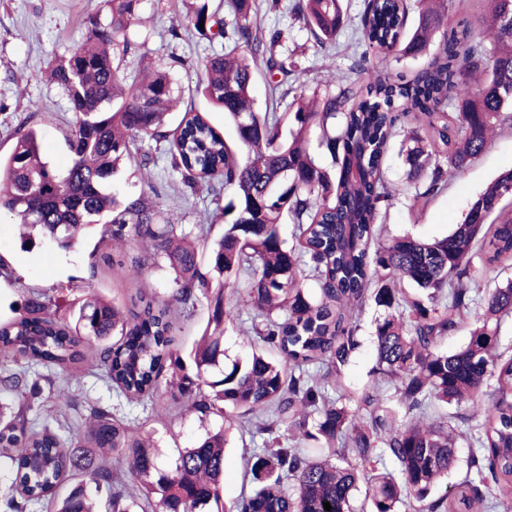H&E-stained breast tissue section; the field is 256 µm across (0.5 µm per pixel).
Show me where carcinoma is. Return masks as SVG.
<instances>
[{"label":"carcinoma","mask_w":512,"mask_h":512,"mask_svg":"<svg viewBox=\"0 0 512 512\" xmlns=\"http://www.w3.org/2000/svg\"><path fill=\"white\" fill-rule=\"evenodd\" d=\"M109 2V24H92L86 43L49 71L75 115L68 139L72 166L56 172L42 156L38 131L28 129L0 159V210L30 231L26 244L37 234L68 250L94 224L113 247L131 237L147 242L164 252L175 289L170 302L141 292L126 310L93 293L69 303L67 316L51 310L50 297L34 293L19 316L0 322V358L18 363L0 373V469L8 481L0 512H29L44 501L54 512H97L92 486L107 489L106 512L146 506L151 512H354L362 478L370 512L403 506L476 512L478 504L512 499V355L499 352L501 321L512 317V278L487 279L491 268L512 262V212H500L501 202L512 199V170L501 173L441 240L403 236L379 243L376 229L382 208L400 192L385 179L382 163L404 118L424 122V136L413 135L403 149L409 177L424 179L418 199L461 175L505 120L512 105V0H484L480 32L463 20L442 26L429 0H416L412 31L406 0H363L357 31L377 64L364 54L351 70L367 75L365 95L357 96L342 76L337 91L312 102L299 96L285 112L279 111L277 83L265 111L251 97L257 61L288 76L271 50L280 33L267 39L253 25L252 0H228L227 19L211 0H199L188 24L197 31L215 28L232 43L229 52L204 57L197 69L205 95L235 125L246 150L241 158L200 112L187 109L171 134L162 130L166 114L182 104L168 73L155 70L122 85L113 51L128 49V30L140 21L138 0ZM294 11L322 45L344 26L341 0H296ZM439 29L436 49L410 79L387 72L390 54L426 51ZM450 105L455 111H448ZM312 134L333 168L310 152ZM167 136L171 166L185 185L217 182L238 192L237 203L224 207V215L235 217L204 258L186 242L182 225L145 194L120 201L108 189L122 166H141L133 141ZM285 214L293 224L290 245L279 233ZM204 263L209 277L201 272ZM242 270L249 273L244 289L225 300V279ZM308 279L316 287L312 294L303 288ZM404 280L419 293L398 288ZM202 297L208 321L184 356L174 339L172 305L192 310ZM368 297L385 308L375 327L377 370L398 382L401 402L420 410L437 402L463 405L482 417L466 436L465 477L440 496L436 485L458 466L453 427L403 423L378 395L361 397L353 410L328 395L330 372H339L358 345L353 307ZM245 309L244 332L275 348L281 360L255 353L224 362V323ZM473 311L468 343L441 350L443 339ZM90 348L112 389L127 401L156 402L168 393L204 416L221 417L224 427L207 432L163 469L149 436L91 399L84 401V432L29 426V412L44 409L31 369L62 372L49 410L55 420L71 406L76 365ZM311 366L328 373L317 378ZM244 417L264 436L263 448L246 461L250 494L228 507L224 445ZM282 427L316 446H289ZM107 455L127 462L128 481L113 483L103 465ZM378 458L391 461L394 470L367 469Z\"/></svg>","instance_id":"1"}]
</instances>
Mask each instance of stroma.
I'll use <instances>...</instances> for the list:
<instances>
[{
    "mask_svg": "<svg viewBox=\"0 0 512 512\" xmlns=\"http://www.w3.org/2000/svg\"><path fill=\"white\" fill-rule=\"evenodd\" d=\"M191 0H140L138 13L142 24L128 31L130 47L120 64L126 83L140 79L146 66L168 72L182 87L185 103L205 113L229 146H237L234 126L197 92V63L200 59L223 52L225 41L211 33L197 32L186 20ZM293 0H257L253 22L264 35L281 31L274 47L277 58L292 63L293 72L285 84L290 96L322 97L336 90L339 76H350L363 82L360 73L350 67L363 53L354 28L363 0H343L346 14L343 28L336 36V47L321 49L312 39L303 20L290 7ZM108 24L111 6L108 0H0V156H8L23 127L37 128L45 159L59 172L71 164L66 145L73 114L64 92L50 81L48 72L58 58L81 46L90 21ZM168 144L150 140L136 143L144 168L122 167L114 177L111 191L117 199L139 195L146 186L156 189L152 200L157 208L172 215L185 230L205 224L207 238L199 240V253H208L213 240L224 233L220 211L234 198L232 189L187 187L179 173L172 170L167 158ZM512 169V129H499L484 153L465 172L448 179L445 187L428 202L415 201V185L408 167L391 145L383 160L386 179L400 185L401 193L381 211L380 241L411 235L433 241L448 235L461 223L471 203L503 171ZM99 229L86 232L68 250L39 239L30 247L22 246L15 220L0 214V262L8 267L0 276V320L12 318L29 293L56 295L58 288L68 290L72 299L82 298L86 289L118 303L130 295L145 291L147 296L169 300L174 288L173 274L161 255H142L136 239H129L123 250L98 247ZM381 307L367 302L358 315L359 347L331 377L328 393L355 405L364 392L379 388L381 395L396 400L393 383L380 381L376 372L374 347L375 322ZM75 404L91 398L109 409L114 416L139 427L149 436L153 451L163 466H171L179 452L193 446L206 432L218 429L219 416H202L172 405L162 410L150 403L131 404L117 396L106 380L104 369L96 362L82 367L79 383L72 387ZM263 442L262 436H240L232 433L224 451V501L233 503L250 492L245 476V461Z\"/></svg>",
    "mask_w": 512,
    "mask_h": 512,
    "instance_id": "1",
    "label": "stroma"
}]
</instances>
